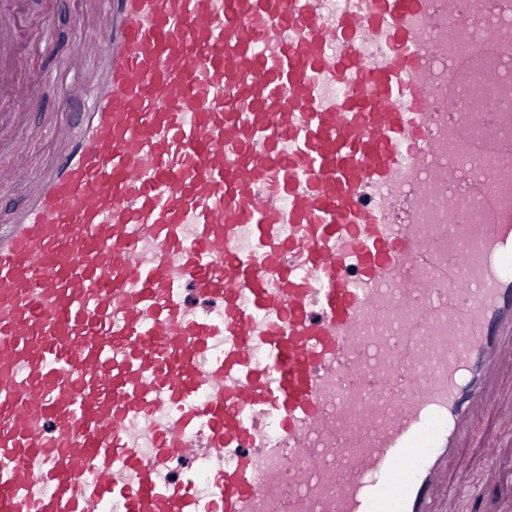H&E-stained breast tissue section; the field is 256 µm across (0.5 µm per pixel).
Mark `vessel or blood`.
I'll use <instances>...</instances> for the list:
<instances>
[{
    "mask_svg": "<svg viewBox=\"0 0 512 512\" xmlns=\"http://www.w3.org/2000/svg\"><path fill=\"white\" fill-rule=\"evenodd\" d=\"M89 2L0 66V512H437L512 435V0ZM482 439L483 437L476 435L465 448H462L448 470V486L454 487L463 477L473 483L483 481L481 461L492 448H486Z\"/></svg>",
    "mask_w": 512,
    "mask_h": 512,
    "instance_id": "b4317fda",
    "label": "vessel or blood"
}]
</instances>
